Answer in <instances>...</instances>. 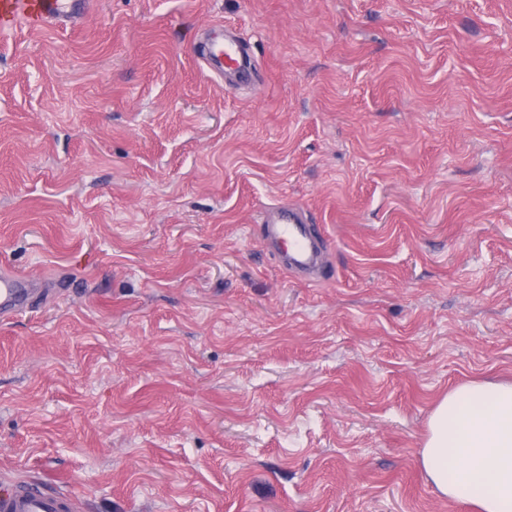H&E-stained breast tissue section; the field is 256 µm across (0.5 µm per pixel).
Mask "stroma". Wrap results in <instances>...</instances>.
I'll return each instance as SVG.
<instances>
[{
    "instance_id": "35a3bbf8",
    "label": "stroma",
    "mask_w": 512,
    "mask_h": 512,
    "mask_svg": "<svg viewBox=\"0 0 512 512\" xmlns=\"http://www.w3.org/2000/svg\"><path fill=\"white\" fill-rule=\"evenodd\" d=\"M90 2L0 35V272L42 283L0 320V493L472 512L419 456L449 389L512 380V0ZM209 58L217 68H223L224 73L233 70L244 73L249 69L250 60L248 56L241 51L236 41H224V46H220L218 41L213 40L209 51ZM267 239L286 248L281 262L292 272H309L316 266V251L311 226L306 224L304 212L296 207H275L264 218Z\"/></svg>"
}]
</instances>
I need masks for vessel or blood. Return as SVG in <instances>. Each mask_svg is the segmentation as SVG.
<instances>
[{
	"instance_id": "1",
	"label": "vessel or blood",
	"mask_w": 512,
	"mask_h": 512,
	"mask_svg": "<svg viewBox=\"0 0 512 512\" xmlns=\"http://www.w3.org/2000/svg\"><path fill=\"white\" fill-rule=\"evenodd\" d=\"M87 12L86 0H0V33L24 24L37 30L45 27L66 28L80 22ZM209 58L224 70L246 72L248 56L236 41L212 43ZM267 239L284 245L283 266L293 272H308L316 265V251L311 227L303 211L296 207H275L264 218ZM33 291L26 275L8 271L0 274V317L24 308ZM70 498L58 493H44L23 487L0 496V512H71Z\"/></svg>"
}]
</instances>
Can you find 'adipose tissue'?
<instances>
[{"label": "adipose tissue", "instance_id": "adipose-tissue-1", "mask_svg": "<svg viewBox=\"0 0 512 512\" xmlns=\"http://www.w3.org/2000/svg\"><path fill=\"white\" fill-rule=\"evenodd\" d=\"M420 465L444 497L512 512V382H470L435 406Z\"/></svg>", "mask_w": 512, "mask_h": 512}]
</instances>
